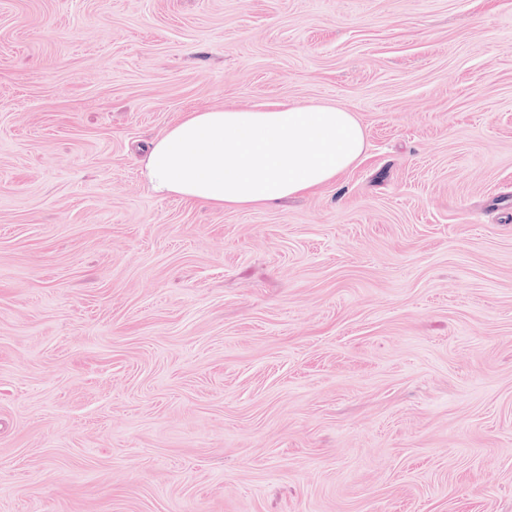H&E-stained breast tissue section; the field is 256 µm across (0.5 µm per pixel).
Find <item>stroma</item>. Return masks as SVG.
Listing matches in <instances>:
<instances>
[{"label": "stroma", "instance_id": "obj_1", "mask_svg": "<svg viewBox=\"0 0 512 512\" xmlns=\"http://www.w3.org/2000/svg\"><path fill=\"white\" fill-rule=\"evenodd\" d=\"M277 101L359 163L146 186ZM0 512H512V0H0ZM363 149L354 112L261 103L246 111L186 113L152 142L142 176L160 198L259 209L334 182Z\"/></svg>", "mask_w": 512, "mask_h": 512}]
</instances>
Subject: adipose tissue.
I'll return each mask as SVG.
<instances>
[{"instance_id":"adipose-tissue-1","label":"adipose tissue","mask_w":512,"mask_h":512,"mask_svg":"<svg viewBox=\"0 0 512 512\" xmlns=\"http://www.w3.org/2000/svg\"><path fill=\"white\" fill-rule=\"evenodd\" d=\"M363 149L362 127L347 109L261 103L186 113L152 142L142 176L161 198L259 209L334 182Z\"/></svg>"}]
</instances>
